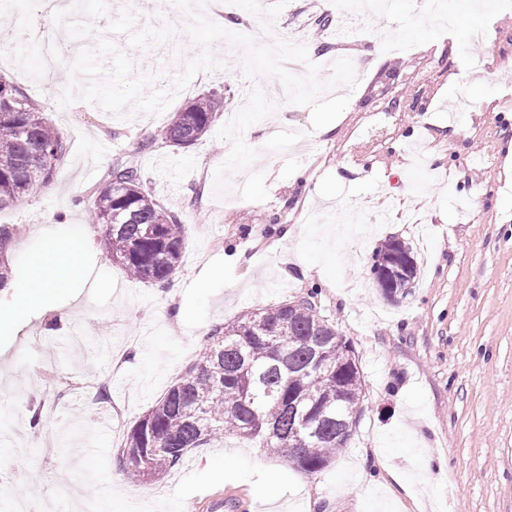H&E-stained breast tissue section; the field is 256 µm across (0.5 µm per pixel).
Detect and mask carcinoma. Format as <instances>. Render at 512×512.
Returning a JSON list of instances; mask_svg holds the SVG:
<instances>
[{
  "label": "carcinoma",
  "instance_id": "1",
  "mask_svg": "<svg viewBox=\"0 0 512 512\" xmlns=\"http://www.w3.org/2000/svg\"><path fill=\"white\" fill-rule=\"evenodd\" d=\"M224 111L219 95L198 96L162 132L188 148ZM66 144L21 88L0 80V206L51 183ZM98 245L135 279L163 287L179 272L185 249L180 220L146 190L137 167L116 162L94 192ZM16 240L0 224V288L12 270ZM328 347L326 366L312 368V348ZM362 377L351 342L309 300L250 310L214 331L166 393L127 432L117 460L127 474L160 480L189 453L228 434L251 438L308 475L328 466L346 445L358 416L336 409L359 406ZM314 431L299 432L301 420Z\"/></svg>",
  "mask_w": 512,
  "mask_h": 512
}]
</instances>
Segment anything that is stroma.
I'll list each match as a JSON object with an SVG mask.
<instances>
[{
	"instance_id": "stroma-1",
	"label": "stroma",
	"mask_w": 512,
	"mask_h": 512,
	"mask_svg": "<svg viewBox=\"0 0 512 512\" xmlns=\"http://www.w3.org/2000/svg\"><path fill=\"white\" fill-rule=\"evenodd\" d=\"M368 13L356 54L379 53L361 73L333 133L315 138L310 107L280 104L282 84L257 83L276 109L244 133L261 157L230 173L216 196L214 173L231 143L216 119L195 145L163 143L160 133L192 98L224 96L236 113L249 88L242 51L213 42L220 69L203 71L190 92L158 115L126 108L115 116L78 101L58 104L68 79L47 86L29 31L55 32L52 15L32 0H5L13 66L0 77L18 85L63 136L67 150L50 185L0 208V224H24L8 255L9 302L29 278L27 253L42 231L61 226L86 239L90 280L60 289L17 335H0V512H512V6L486 27L485 43L452 47L436 33L447 16L434 0H382ZM335 0H289L275 23L299 36L328 80L338 45L318 19ZM117 48L137 71H163L166 88L184 60L200 54L182 39ZM493 54H486V46ZM458 89L449 92L448 80ZM493 87L492 105L475 102ZM311 150L278 167L264 153L292 128ZM118 161L139 169L153 197L185 226L181 270L170 285L141 283L98 246L91 195ZM412 247L420 275L408 295L384 300L371 257L388 238ZM312 296L351 341L363 380L357 425L345 448L315 475L304 474L251 441L229 435L196 449L166 478L123 474L115 453L126 433L172 385L217 327L244 311ZM71 321L55 326L57 309ZM127 351L120 372L112 355ZM106 380L108 399L86 400ZM39 413L41 429L30 425ZM442 459L429 483L418 455Z\"/></svg>"
}]
</instances>
